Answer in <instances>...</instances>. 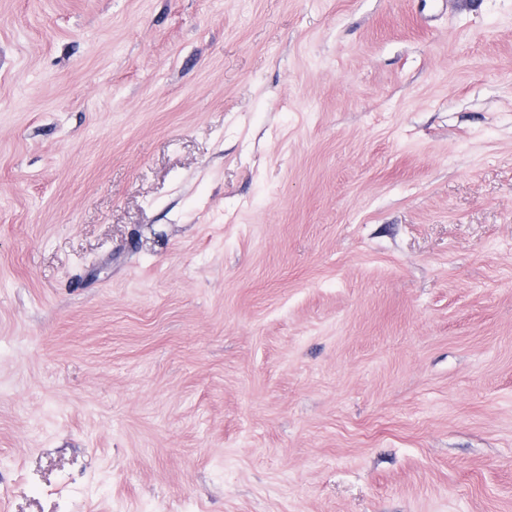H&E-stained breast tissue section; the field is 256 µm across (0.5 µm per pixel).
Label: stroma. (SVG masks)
Instances as JSON below:
<instances>
[{"instance_id": "obj_1", "label": "stroma", "mask_w": 512, "mask_h": 512, "mask_svg": "<svg viewBox=\"0 0 512 512\" xmlns=\"http://www.w3.org/2000/svg\"><path fill=\"white\" fill-rule=\"evenodd\" d=\"M0 512H512V0H0Z\"/></svg>"}]
</instances>
